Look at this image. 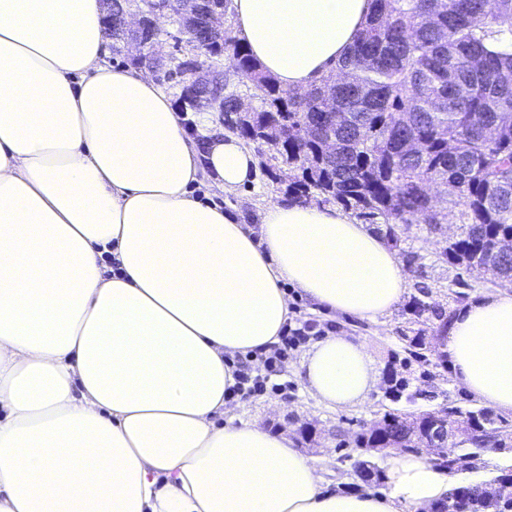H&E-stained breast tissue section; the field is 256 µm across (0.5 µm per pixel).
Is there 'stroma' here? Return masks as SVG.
Listing matches in <instances>:
<instances>
[{
	"mask_svg": "<svg viewBox=\"0 0 512 512\" xmlns=\"http://www.w3.org/2000/svg\"><path fill=\"white\" fill-rule=\"evenodd\" d=\"M260 158L258 170L253 180L232 193H218L209 185H201L194 194L200 200L215 197L223 203L225 209L242 210L244 221L250 225L260 222V214L265 207L273 202L284 201L285 196L278 185L268 175L272 152L268 148H259ZM460 224L456 214H449L441 231H429L426 225L414 224L401 236L394 251L397 254L406 276V291L402 304H399L384 322L374 324L366 320L350 317H332L329 313L313 306L302 298L297 291H290L292 306L301 310L302 316L317 322V333L311 334L308 343L290 350L283 368L275 381L280 389L266 392L259 396L246 399H235L232 404L236 419L258 424L276 432L286 426L288 420L313 424L319 433V444L304 448L305 456L314 459L322 469L325 479L324 487L331 492L354 491V481L350 476L337 474L334 469L336 458L335 432L337 426L345 425L347 420H372L376 411L385 405L384 391L386 379L391 370L392 356L406 358L407 353L402 342L403 334L408 328L407 303L418 296H426L433 306L444 309L447 313L457 314L462 305L449 298L448 290L457 281H464L468 297L493 291L494 286L486 275L477 272H466L446 263L440 253L446 245L448 237L458 234ZM352 336L362 342L373 363L377 381L363 404L338 409L315 397L306 386L299 365L302 357L309 351L312 342L318 341L319 334L324 330ZM427 366L414 360L410 370L414 377V386L425 391H445L444 402L451 406L469 407L472 399L469 394L458 386L451 371H443L440 376L427 379L423 373Z\"/></svg>",
	"mask_w": 512,
	"mask_h": 512,
	"instance_id": "35a3bbf8",
	"label": "stroma"
}]
</instances>
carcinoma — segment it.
I'll return each mask as SVG.
<instances>
[{
    "mask_svg": "<svg viewBox=\"0 0 512 512\" xmlns=\"http://www.w3.org/2000/svg\"><path fill=\"white\" fill-rule=\"evenodd\" d=\"M151 0H112V40L130 38L121 17ZM180 31L200 42L208 22L184 21L168 12ZM229 57L246 80L257 106L237 112L228 129L259 146L273 148L270 175L285 194L307 201L317 195L352 210L365 221H387L385 236L400 241L401 224H443L447 208L458 210L461 233L448 240V264L481 266L500 286L512 285V253L494 252L512 239V0H374V9L349 53L305 92L280 85L232 35H216L208 55ZM202 91L219 97L224 112H236L238 94L226 71L201 68ZM409 323L448 326L449 317L414 298ZM386 397L413 403L427 394L410 379L389 377ZM437 396L436 392L427 395ZM473 407L448 408L447 455L440 464L467 470L486 448H512V422ZM400 412L376 420L385 443L415 451L416 432ZM351 445L384 454L372 428L363 426L338 447ZM352 474L376 487L380 467L368 459ZM493 483L461 487L468 512H512Z\"/></svg>",
    "mask_w": 512,
    "mask_h": 512,
    "instance_id": "carcinoma-1",
    "label": "carcinoma"
}]
</instances>
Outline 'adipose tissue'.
<instances>
[{"instance_id":"obj_1","label":"adipose tissue","mask_w":512,"mask_h":512,"mask_svg":"<svg viewBox=\"0 0 512 512\" xmlns=\"http://www.w3.org/2000/svg\"><path fill=\"white\" fill-rule=\"evenodd\" d=\"M372 0H232L241 43L304 90L350 50ZM100 0H0V512H434L455 487L391 451L383 494L330 493L286 432L229 417L234 359L279 340L288 288L372 322L405 293L398 256L340 209L276 202L258 227L192 194L259 158L144 71L107 62ZM457 383L512 414V292L451 322ZM300 370L323 402L376 373L341 334Z\"/></svg>"}]
</instances>
